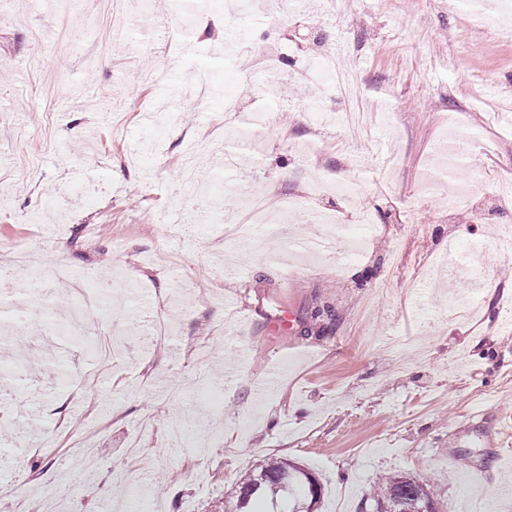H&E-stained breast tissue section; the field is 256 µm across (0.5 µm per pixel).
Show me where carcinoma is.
<instances>
[{"mask_svg": "<svg viewBox=\"0 0 512 512\" xmlns=\"http://www.w3.org/2000/svg\"><path fill=\"white\" fill-rule=\"evenodd\" d=\"M312 478L288 458H269L224 493L218 512H319L322 488L313 487ZM360 512H438V507L429 480L399 472L377 480Z\"/></svg>", "mask_w": 512, "mask_h": 512, "instance_id": "1", "label": "carcinoma"}]
</instances>
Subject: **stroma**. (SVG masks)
<instances>
[{
	"mask_svg": "<svg viewBox=\"0 0 512 512\" xmlns=\"http://www.w3.org/2000/svg\"><path fill=\"white\" fill-rule=\"evenodd\" d=\"M262 2L231 27L225 0L203 20L191 2L159 12L197 50L169 54L164 77L145 85L148 27L113 29L97 0L63 11L55 0L37 9L0 0V243L50 240L44 265L65 263L78 280L123 278L167 328L151 343L139 322L115 321L117 347L100 331L57 337L59 387L29 363L0 424L49 444L0 456V512L33 510L43 493L64 512H211L270 457L316 476L321 512H335L340 494L356 512L376 476L401 471L432 478L441 512H512V456L496 459L498 435L482 416L491 399L512 410V253L476 249L512 227V199L495 195L512 177V39L502 37L500 0L477 14L462 0H299L275 25ZM228 42L234 52L210 84L189 85L193 64ZM104 43L109 57L88 66ZM264 48L284 56L245 66ZM329 51L361 75L357 98L304 75ZM180 93L179 112L158 111ZM229 95L243 111L273 110L274 131L231 134ZM346 106L374 115L356 144L320 123ZM477 130L491 177L452 211L427 185L451 173L448 142ZM310 139L319 153L289 148ZM229 154V180L286 217L240 237L228 258L225 231L248 221L216 177ZM187 162L208 178L194 207L184 201ZM352 164L354 199L315 194ZM292 197L350 226L370 214L371 231L304 257L317 275L293 277L286 244L320 227L288 217ZM233 294L244 312L225 310ZM452 296L472 303L474 320L448 317ZM263 298L291 307L293 334L247 314ZM274 367L275 390L258 398ZM190 424L189 446L166 447L170 428ZM89 429L98 461L80 472Z\"/></svg>",
	"mask_w": 512,
	"mask_h": 512,
	"instance_id": "1",
	"label": "stroma"
}]
</instances>
